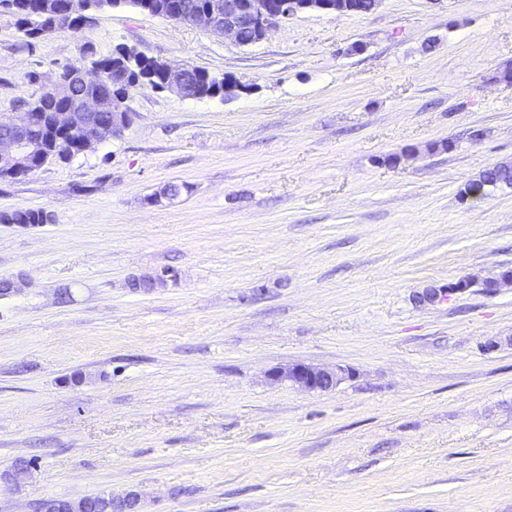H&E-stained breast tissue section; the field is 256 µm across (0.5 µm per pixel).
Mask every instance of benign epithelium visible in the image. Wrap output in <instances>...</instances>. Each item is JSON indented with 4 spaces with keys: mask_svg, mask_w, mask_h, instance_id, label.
Masks as SVG:
<instances>
[{
    "mask_svg": "<svg viewBox=\"0 0 512 512\" xmlns=\"http://www.w3.org/2000/svg\"><path fill=\"white\" fill-rule=\"evenodd\" d=\"M121 0H70L72 15H84L94 10L98 13ZM314 10L328 14L344 15L355 11L353 0H208L195 13L184 16L174 13L170 20L201 26L213 34L230 39L240 46H252L263 41L269 32L295 15ZM249 29L251 39L243 37ZM112 58L130 63V66L112 71V79L104 83L90 81L87 68L66 67V79L49 87L59 100L68 103L65 112L23 113L20 120L0 121V176L20 180L35 160L54 154L55 144L65 135L79 139L83 150L93 144L119 136L133 121L134 113L127 105L128 89L142 84H153L155 70L164 74V89L183 95L185 85L184 66H173L158 60V66L147 64L135 49L122 46L112 52ZM75 84L85 86L82 95L71 96ZM239 88L236 78L225 77L213 86L198 88L196 97L225 98ZM112 112V125L101 123L99 114ZM270 377L278 382L287 380L310 391H327L338 386L349 377L343 368L322 369L297 363L286 368L271 370ZM30 471V465L20 460L9 470L0 473V482L5 486L16 485Z\"/></svg>",
    "mask_w": 512,
    "mask_h": 512,
    "instance_id": "obj_1",
    "label": "benign epithelium"
}]
</instances>
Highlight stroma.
<instances>
[{"label": "stroma", "instance_id": "stroma-1", "mask_svg": "<svg viewBox=\"0 0 512 512\" xmlns=\"http://www.w3.org/2000/svg\"><path fill=\"white\" fill-rule=\"evenodd\" d=\"M87 40L244 89L133 90L121 136L0 181V211L50 216L0 224V470L32 465L0 512H512V288L483 287L512 188L465 191L512 162V0L306 11L249 47L130 6L31 39L1 9L0 119ZM294 363L350 376L268 380ZM221 87V89H219ZM240 87L236 78L232 76V78L224 76L223 81L217 82L214 86H210L209 84H205L202 87H198V92L196 93V98H216L219 96H223L224 99L233 95L235 91ZM47 214L42 209L34 208H19L10 212L0 213L1 224H29L35 226L38 224H45L44 220ZM270 377L273 381L287 380L310 391H327L337 387L344 379L349 377V372L340 367L332 370L297 363L286 368L277 367L272 369Z\"/></svg>", "mask_w": 512, "mask_h": 512}]
</instances>
